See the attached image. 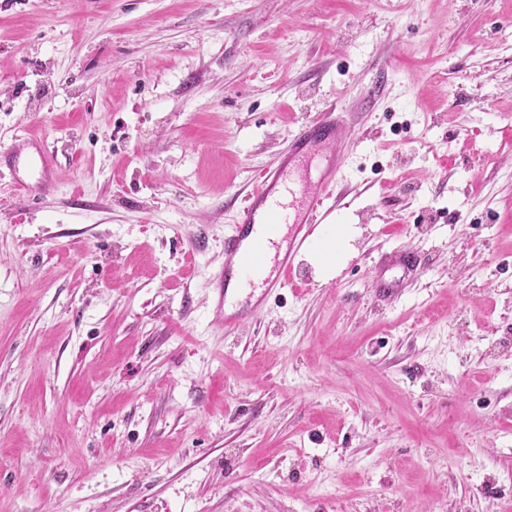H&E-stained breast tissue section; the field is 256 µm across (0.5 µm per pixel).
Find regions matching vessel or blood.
Segmentation results:
<instances>
[{"instance_id":"vessel-or-blood-1","label":"vessel or blood","mask_w":512,"mask_h":512,"mask_svg":"<svg viewBox=\"0 0 512 512\" xmlns=\"http://www.w3.org/2000/svg\"><path fill=\"white\" fill-rule=\"evenodd\" d=\"M344 126L342 113L333 108L301 123L278 163L262 171L236 209L234 226L224 236V263L214 275V308L224 317L225 334L236 333L246 318L258 316L299 274L296 259L307 248L311 226L329 222L335 210L332 192L343 171L336 145ZM321 152L327 158L317 180L306 181L302 205L292 207L286 200L292 173L310 170ZM54 172L53 156L37 137L18 139L0 150V179L28 196L49 187Z\"/></svg>"}]
</instances>
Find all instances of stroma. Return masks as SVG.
Instances as JSON below:
<instances>
[{
	"label": "stroma",
	"mask_w": 512,
	"mask_h": 512,
	"mask_svg": "<svg viewBox=\"0 0 512 512\" xmlns=\"http://www.w3.org/2000/svg\"><path fill=\"white\" fill-rule=\"evenodd\" d=\"M332 105L335 271L306 250L225 335L232 216ZM31 134L0 512H512V0H0V144ZM23 155L35 168L34 182H26L17 175L18 164ZM54 172L53 155L44 142L35 136L18 139L7 150H0V179L7 178L11 187L25 191L30 199H34L37 190H44L51 185Z\"/></svg>",
	"instance_id": "obj_1"
}]
</instances>
